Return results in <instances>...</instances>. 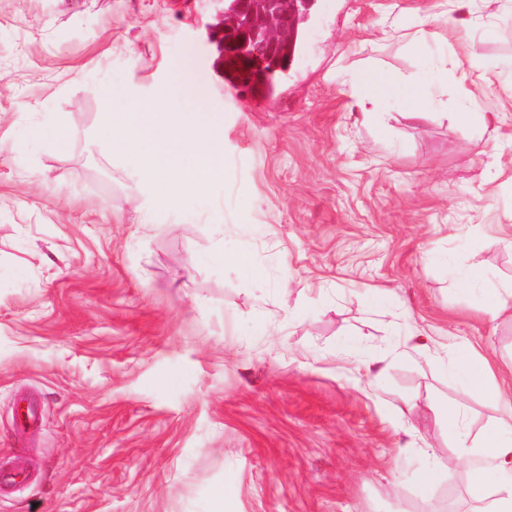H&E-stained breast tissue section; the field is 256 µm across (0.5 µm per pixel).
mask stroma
Instances as JSON below:
<instances>
[{"instance_id":"stroma-1","label":"stroma","mask_w":512,"mask_h":512,"mask_svg":"<svg viewBox=\"0 0 512 512\" xmlns=\"http://www.w3.org/2000/svg\"><path fill=\"white\" fill-rule=\"evenodd\" d=\"M219 9L0 0V512H478L441 344L512 368V310L480 311L512 284V0H314L271 95L229 93ZM183 60L225 171L171 208L101 148L103 103ZM362 68L424 82L426 118L363 120ZM473 100L488 125L457 123ZM44 121L64 146L26 137Z\"/></svg>"}]
</instances>
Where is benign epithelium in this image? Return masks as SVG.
<instances>
[{"label": "benign epithelium", "mask_w": 512, "mask_h": 512, "mask_svg": "<svg viewBox=\"0 0 512 512\" xmlns=\"http://www.w3.org/2000/svg\"><path fill=\"white\" fill-rule=\"evenodd\" d=\"M306 0H226L222 10L224 62L263 78L293 51Z\"/></svg>", "instance_id": "7a95c632"}]
</instances>
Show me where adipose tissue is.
<instances>
[{
	"label": "adipose tissue",
	"mask_w": 512,
	"mask_h": 512,
	"mask_svg": "<svg viewBox=\"0 0 512 512\" xmlns=\"http://www.w3.org/2000/svg\"><path fill=\"white\" fill-rule=\"evenodd\" d=\"M189 72L188 62H180L170 88L162 94L134 102L125 112H105L112 127L113 154L135 167L154 196L169 207L186 196L203 194L209 184L224 177L220 114L181 112L173 107ZM355 79L370 89L372 99H399L410 118L423 117L427 93L422 83L376 70L359 71ZM188 156L194 159L189 168L183 165ZM446 375L461 387L462 395L441 403L438 414L448 425L455 453L466 461L471 490L486 500L485 512H512V383L498 382L492 359L468 343L453 344ZM474 394L492 402L503 416L471 440L465 400Z\"/></svg>",
	"instance_id": "1"
}]
</instances>
